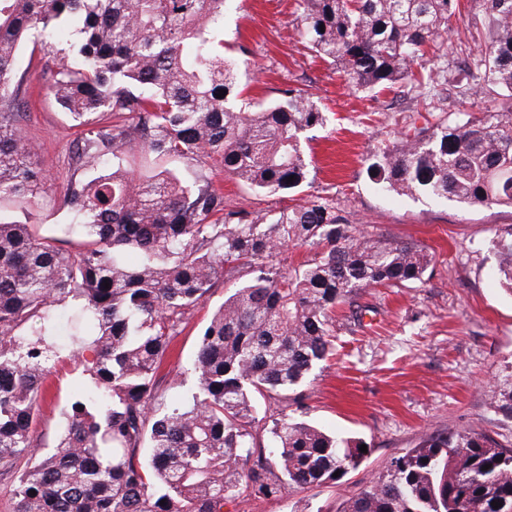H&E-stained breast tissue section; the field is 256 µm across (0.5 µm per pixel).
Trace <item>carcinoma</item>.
I'll list each match as a JSON object with an SVG mask.
<instances>
[{
    "label": "carcinoma",
    "mask_w": 512,
    "mask_h": 512,
    "mask_svg": "<svg viewBox=\"0 0 512 512\" xmlns=\"http://www.w3.org/2000/svg\"><path fill=\"white\" fill-rule=\"evenodd\" d=\"M229 2L0 0V204H28L46 185L20 124L19 54L35 35L67 57L46 71L81 129L83 174L65 196L74 248L0 213V472L29 463L15 475L14 512H224L243 492L334 482L365 457L361 439L285 411L261 444L258 399L301 406L305 380L333 354L336 305L361 288L423 282L433 256L357 230L327 197L246 212L207 176L178 174L177 162L212 159L256 195L313 183L303 133L326 115L298 87L244 98L239 63L224 58ZM485 2L489 29L471 35L476 51L455 79L475 102L505 103L394 133L365 159L382 190L512 207V0ZM460 8L296 0L295 11L300 37L352 88L407 87L425 101L448 80L440 47ZM290 246L312 256L286 271L278 257ZM489 246L492 276L512 294V227ZM225 281L199 336L196 385L172 396L160 374L171 343ZM65 308L77 328L61 340ZM61 358L79 361L90 385L63 407L50 447L34 425ZM339 512H512V448L466 431L426 435Z\"/></svg>",
    "instance_id": "obj_1"
}]
</instances>
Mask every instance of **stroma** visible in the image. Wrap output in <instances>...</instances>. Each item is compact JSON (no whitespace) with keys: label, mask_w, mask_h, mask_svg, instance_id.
<instances>
[{"label":"stroma","mask_w":512,"mask_h":512,"mask_svg":"<svg viewBox=\"0 0 512 512\" xmlns=\"http://www.w3.org/2000/svg\"><path fill=\"white\" fill-rule=\"evenodd\" d=\"M225 54L249 59L240 72L250 96L271 100L277 89H308L326 114L324 127L306 133L315 181L312 193L335 199L351 223L383 238L433 254L423 283L363 288L336 310V354L304 387L302 416L330 433L354 434L369 446L366 458L333 484L292 494H242L230 512H339L345 498L369 484L393 457L432 432L468 431L512 447V419L494 399L499 379L512 372V294L490 276L487 240L512 224V210L470 207L381 192L368 180L364 159L410 121L392 92L377 96L349 88L332 66L316 58L298 35L295 0H234L225 17ZM41 48H24L29 92L22 126L39 143L46 191L27 212L40 231L71 221L63 196L80 179L71 157L79 135L47 91ZM182 177L205 173L233 207L254 211L299 203L297 193L262 197L226 177L211 160L179 164ZM224 300L214 288L183 324L166 364L175 393L192 385L190 367L200 331ZM87 382L78 363H56L47 377L53 394L36 431L53 441L60 410Z\"/></svg>","instance_id":"stroma-1"}]
</instances>
